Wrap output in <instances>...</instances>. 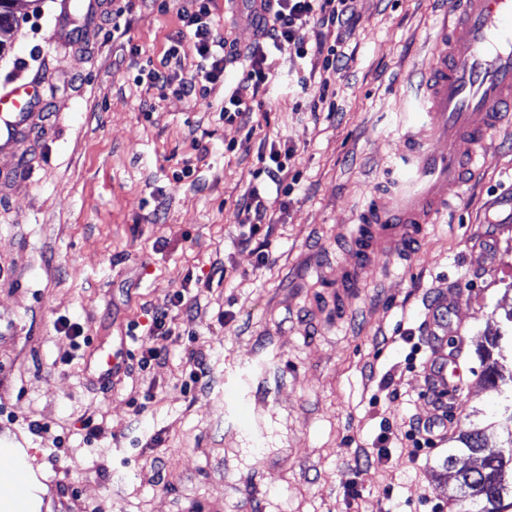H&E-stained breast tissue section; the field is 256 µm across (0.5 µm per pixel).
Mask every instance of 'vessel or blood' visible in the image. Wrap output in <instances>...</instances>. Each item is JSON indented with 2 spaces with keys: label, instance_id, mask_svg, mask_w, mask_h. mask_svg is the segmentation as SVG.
<instances>
[{
  "label": "vessel or blood",
  "instance_id": "b4317fda",
  "mask_svg": "<svg viewBox=\"0 0 512 512\" xmlns=\"http://www.w3.org/2000/svg\"><path fill=\"white\" fill-rule=\"evenodd\" d=\"M430 63L420 74L418 132L409 133L397 157V174L375 193L353 238L360 260L383 249L403 254L420 242L427 224L447 211L448 187L462 188L478 168L491 131L512 126V0H448ZM36 84L0 97V151L9 149L29 120L25 108ZM446 300L429 309L431 394L459 400L460 366H449ZM16 448H0V472L18 487L29 482Z\"/></svg>",
  "mask_w": 512,
  "mask_h": 512
}]
</instances>
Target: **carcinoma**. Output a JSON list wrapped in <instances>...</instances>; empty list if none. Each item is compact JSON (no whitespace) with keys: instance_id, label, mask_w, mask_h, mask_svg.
<instances>
[{"instance_id":"cac0c4a2","label":"carcinoma","mask_w":512,"mask_h":512,"mask_svg":"<svg viewBox=\"0 0 512 512\" xmlns=\"http://www.w3.org/2000/svg\"><path fill=\"white\" fill-rule=\"evenodd\" d=\"M17 0H0V34L8 33L16 26ZM509 326L496 329L485 337L480 357L484 365L487 385L503 395L504 411L512 420V376L504 379L503 362L512 355V312L508 315ZM460 446L448 450L446 465L455 469L458 457L476 456L479 466L474 469H456V497L459 512H512V434L493 449L485 429L471 426L458 436Z\"/></svg>"}]
</instances>
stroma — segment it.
Masks as SVG:
<instances>
[{
	"label": "stroma",
	"mask_w": 512,
	"mask_h": 512,
	"mask_svg": "<svg viewBox=\"0 0 512 512\" xmlns=\"http://www.w3.org/2000/svg\"><path fill=\"white\" fill-rule=\"evenodd\" d=\"M182 6L131 0L116 19L112 0H22L0 56V94L38 84L34 109L51 115L0 152V169L29 164L0 185V443L26 451L31 512H427L448 498L443 462L468 424L496 444L512 429L476 356L512 309V127L411 254L376 257L340 291L357 217L394 175L441 0H350L336 114L313 112L301 61L277 53L251 135L220 119L223 82L194 100L137 82ZM276 137L294 149L285 201L258 175ZM253 186L278 215L263 267L239 245ZM179 290L194 307H171L167 362L137 370L128 326L145 334ZM441 296L466 389L415 462L403 425L432 409L409 353ZM61 318L88 339L67 365ZM193 352L210 371L185 394Z\"/></svg>",
	"instance_id": "35a3bbf8"
}]
</instances>
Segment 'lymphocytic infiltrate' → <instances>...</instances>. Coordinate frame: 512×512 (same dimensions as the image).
<instances>
[{
    "label": "lymphocytic infiltrate",
    "instance_id": "lymphocytic-infiltrate-1",
    "mask_svg": "<svg viewBox=\"0 0 512 512\" xmlns=\"http://www.w3.org/2000/svg\"><path fill=\"white\" fill-rule=\"evenodd\" d=\"M210 3L211 0H185L179 13L183 25L193 32L194 47L200 58L196 72L176 79L166 70L152 68L147 70L145 80L151 87L170 88L177 95L195 98L206 95L208 85L223 77L229 65L240 63V74L230 83L220 110L225 122L250 125L255 97L274 78L268 63L273 53L286 51L299 59H318L327 76L336 72L345 58L344 51L338 50L336 45L321 40L310 47L297 40L296 33L307 25L337 31L350 27L353 15L349 0H266L262 15L253 21L256 39L243 49L228 38L218 37ZM237 217L245 227L241 245L254 247L258 264H266L269 252L265 245L256 244L255 238L263 225L271 223L272 216L259 189L242 196L237 205ZM169 308L164 305L152 313L151 324L140 343L143 350L140 368L164 363L168 358L163 341L173 334L168 321Z\"/></svg>",
    "mask_w": 512,
    "mask_h": 512
}]
</instances>
